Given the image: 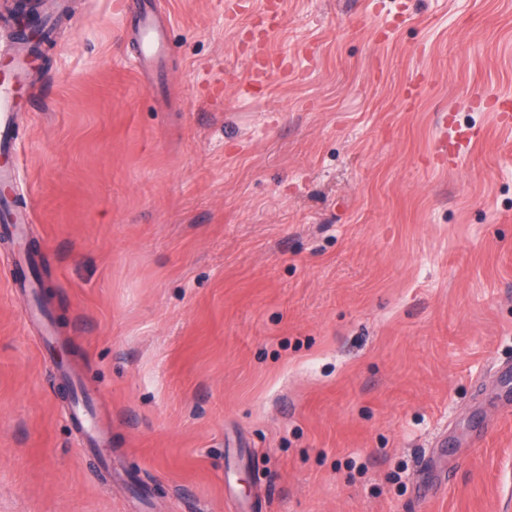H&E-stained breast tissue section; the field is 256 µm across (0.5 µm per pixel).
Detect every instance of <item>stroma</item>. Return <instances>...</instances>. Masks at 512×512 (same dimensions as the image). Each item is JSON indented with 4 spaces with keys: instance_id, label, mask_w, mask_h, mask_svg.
Segmentation results:
<instances>
[{
    "instance_id": "obj_1",
    "label": "stroma",
    "mask_w": 512,
    "mask_h": 512,
    "mask_svg": "<svg viewBox=\"0 0 512 512\" xmlns=\"http://www.w3.org/2000/svg\"><path fill=\"white\" fill-rule=\"evenodd\" d=\"M224 2L157 0L165 90L120 0L33 72L13 195L74 354L0 240V512H512V0H283L253 88L264 0ZM268 29L264 28L260 32V52L251 63L252 80H265L267 75L273 71H284L285 59L271 55L267 50L266 35ZM24 267L18 263L16 264L13 272L11 273V280L15 289L21 288L22 292L29 295L28 305L23 309V318L26 322H32L39 319L42 316V310L36 303L34 296L36 294V288L31 281L23 279L22 269ZM73 418L82 426L85 440V448L97 450L100 455L110 458L109 448L103 443L100 431L97 428L95 420V411L87 401L77 403L72 409ZM103 458L106 467L111 470L112 467L107 459Z\"/></svg>"
}]
</instances>
